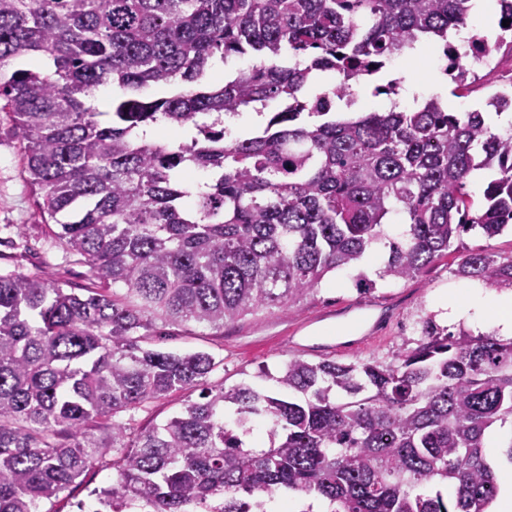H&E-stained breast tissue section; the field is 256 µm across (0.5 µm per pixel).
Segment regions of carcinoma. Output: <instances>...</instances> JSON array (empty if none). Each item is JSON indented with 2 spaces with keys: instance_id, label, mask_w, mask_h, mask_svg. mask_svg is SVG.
Returning <instances> with one entry per match:
<instances>
[{
  "instance_id": "1",
  "label": "carcinoma",
  "mask_w": 512,
  "mask_h": 512,
  "mask_svg": "<svg viewBox=\"0 0 512 512\" xmlns=\"http://www.w3.org/2000/svg\"><path fill=\"white\" fill-rule=\"evenodd\" d=\"M469 14L470 0H0V112L22 131L40 213L92 277L79 294L0 274V512H38L108 456L100 512H187L216 496L224 512H259L276 494L332 512H488L499 485L487 436L512 427V338L428 317L386 364L288 360L276 396L207 386L206 351L147 346L159 324L286 312L378 243L380 278L404 280L463 235L512 224V126L438 97L336 117L334 102L382 72L374 64L424 40L451 49L448 30ZM472 37L479 64L503 42ZM249 55L262 62L208 79ZM318 72L340 81L310 93ZM449 72L458 87L476 78L455 61ZM108 86L102 123L93 98ZM272 101L284 107L260 133L227 134L224 117ZM160 124L195 134L139 137ZM188 169L206 179L188 183ZM477 170L491 177L475 208ZM455 274L512 285V259L471 249ZM197 387L201 401L128 443L120 414ZM102 420L106 442L93 433Z\"/></svg>"
}]
</instances>
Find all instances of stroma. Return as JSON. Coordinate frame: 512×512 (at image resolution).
Returning <instances> with one entry per match:
<instances>
[{
  "instance_id": "stroma-1",
  "label": "stroma",
  "mask_w": 512,
  "mask_h": 512,
  "mask_svg": "<svg viewBox=\"0 0 512 512\" xmlns=\"http://www.w3.org/2000/svg\"><path fill=\"white\" fill-rule=\"evenodd\" d=\"M438 55L433 45L417 60L401 61L394 75L408 82L400 92L405 104L439 96L447 99L449 111L481 110L503 85L512 86V46L502 45L492 65L478 67L477 81L460 92L437 70ZM22 147L12 116L0 112V273L19 270L67 288L89 286L88 266L69 259L37 208V192L22 166ZM462 256V250L448 252L411 279L380 280L369 289L356 287L355 271L331 272L288 313L269 309L220 330L192 325L153 337L151 345L163 351L211 353L219 365L208 377L210 387L246 383L270 393L276 385L269 373L292 358L314 363L388 361L399 349L415 347L419 320L431 313L439 297L465 299L471 282L455 274ZM199 399V390L186 389L145 404L132 414L133 434L151 430ZM113 475L111 459L96 463L59 499L42 503L40 512H92L97 506L94 490L109 486Z\"/></svg>"
}]
</instances>
